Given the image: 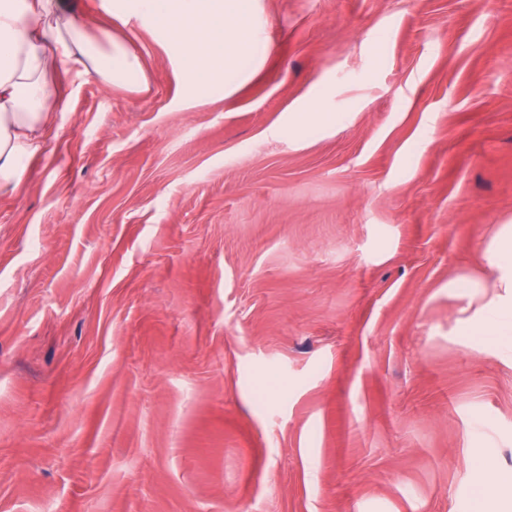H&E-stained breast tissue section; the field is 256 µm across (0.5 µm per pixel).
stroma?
I'll return each instance as SVG.
<instances>
[{
    "mask_svg": "<svg viewBox=\"0 0 512 512\" xmlns=\"http://www.w3.org/2000/svg\"><path fill=\"white\" fill-rule=\"evenodd\" d=\"M76 13L149 89L78 79L0 195V512H479L512 335L449 283L512 222V0H255L207 98L138 0Z\"/></svg>",
    "mask_w": 512,
    "mask_h": 512,
    "instance_id": "1",
    "label": "stroma"
}]
</instances>
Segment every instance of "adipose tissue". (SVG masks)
Wrapping results in <instances>:
<instances>
[{"label": "adipose tissue", "mask_w": 512, "mask_h": 512, "mask_svg": "<svg viewBox=\"0 0 512 512\" xmlns=\"http://www.w3.org/2000/svg\"><path fill=\"white\" fill-rule=\"evenodd\" d=\"M167 29L171 45L197 76L200 95L239 75V61L259 43L253 0H141ZM136 64L110 32L91 33L65 0H0V193L16 191L25 163L42 152L61 101L54 78L95 75L103 87ZM493 295L459 327L463 336L512 335V224L494 225L485 243Z\"/></svg>", "instance_id": "1"}]
</instances>
